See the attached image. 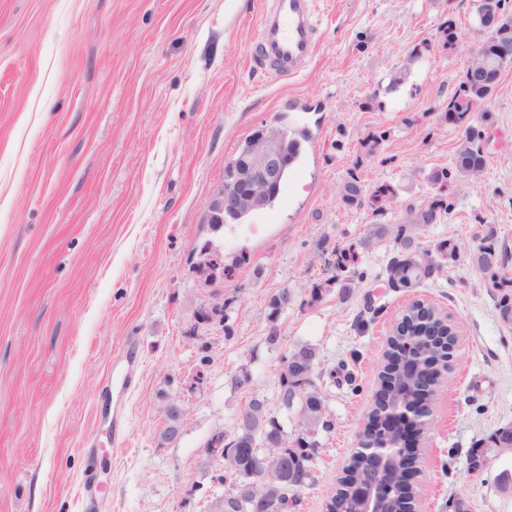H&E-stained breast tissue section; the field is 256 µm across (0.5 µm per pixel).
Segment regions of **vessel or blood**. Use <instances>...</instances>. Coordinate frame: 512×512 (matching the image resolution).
Wrapping results in <instances>:
<instances>
[{"label": "vessel or blood", "instance_id": "1", "mask_svg": "<svg viewBox=\"0 0 512 512\" xmlns=\"http://www.w3.org/2000/svg\"><path fill=\"white\" fill-rule=\"evenodd\" d=\"M261 64L279 77L297 74L316 50L311 0H273L261 21Z\"/></svg>", "mask_w": 512, "mask_h": 512}]
</instances>
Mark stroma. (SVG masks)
I'll list each match as a JSON object with an SVG mask.
<instances>
[{
  "mask_svg": "<svg viewBox=\"0 0 512 512\" xmlns=\"http://www.w3.org/2000/svg\"><path fill=\"white\" fill-rule=\"evenodd\" d=\"M270 5L0 0V512H205L207 493L225 490L205 445L233 432L251 397L295 430L276 374L299 343L319 350L332 428L317 435L315 480L294 512H325L415 299L458 333L415 461V508L512 512V451L468 470L472 448L512 425V323L471 262L489 245L512 273V67L448 121L482 40L477 0H315V54L278 78L254 60ZM450 19L462 35L449 48L439 28ZM268 127L308 136L278 200L211 231L225 165ZM470 128L483 173L437 187L431 173L451 168ZM352 177L366 200L350 207L340 190ZM383 186L392 197L378 210ZM438 193L450 209L419 240L457 259L392 287L394 239L359 242ZM209 241L231 272L200 271ZM351 248L345 290L326 264ZM284 289L295 298L269 319ZM243 366L252 381L240 387ZM173 405L180 434L167 443Z\"/></svg>",
  "mask_w": 512,
  "mask_h": 512,
  "instance_id": "obj_1",
  "label": "stroma"
}]
</instances>
